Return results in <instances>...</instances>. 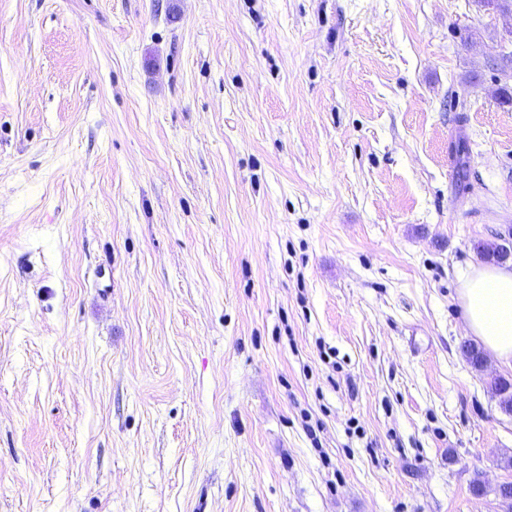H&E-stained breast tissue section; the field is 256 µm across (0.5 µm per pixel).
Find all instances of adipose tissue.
<instances>
[{
    "mask_svg": "<svg viewBox=\"0 0 512 512\" xmlns=\"http://www.w3.org/2000/svg\"><path fill=\"white\" fill-rule=\"evenodd\" d=\"M460 298L469 330L501 364L512 367V267L471 270L462 282Z\"/></svg>",
    "mask_w": 512,
    "mask_h": 512,
    "instance_id": "obj_1",
    "label": "adipose tissue"
}]
</instances>
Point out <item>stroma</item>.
I'll return each mask as SVG.
<instances>
[{
	"mask_svg": "<svg viewBox=\"0 0 512 512\" xmlns=\"http://www.w3.org/2000/svg\"><path fill=\"white\" fill-rule=\"evenodd\" d=\"M505 86L486 0H0V512H504ZM460 298L469 330L501 364L512 367V268L471 270L463 279Z\"/></svg>",
	"mask_w": 512,
	"mask_h": 512,
	"instance_id": "obj_1",
	"label": "stroma"
}]
</instances>
